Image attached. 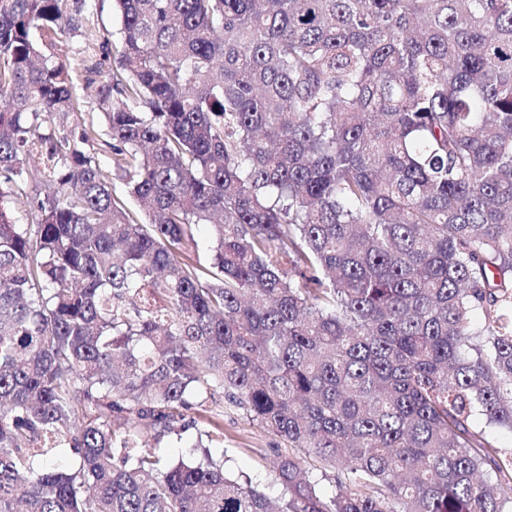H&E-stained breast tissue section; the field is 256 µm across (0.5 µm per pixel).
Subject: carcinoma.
<instances>
[{
	"instance_id": "carcinoma-1",
	"label": "carcinoma",
	"mask_w": 512,
	"mask_h": 512,
	"mask_svg": "<svg viewBox=\"0 0 512 512\" xmlns=\"http://www.w3.org/2000/svg\"><path fill=\"white\" fill-rule=\"evenodd\" d=\"M91 2L0 0V512H512V0H115L102 128ZM89 14L82 21L80 32L67 35L72 48L69 55L75 69L79 87L84 86L85 65H90L101 54L104 41L112 51V65L116 67L121 38V14L112 7V0H96ZM201 404L197 409L218 421L221 433H224L219 442L208 443L205 439V444L211 447L207 448L211 454L220 457L222 450L227 448L232 459L226 464L228 472L236 475L246 473L259 490L270 498L278 497L280 489L273 480L268 449L276 442L273 437L249 421L243 410L229 406L222 393L206 397ZM193 437H195L194 430L190 429L182 434L181 441L172 435L166 437L159 446L164 449L165 454L172 460H178L181 457L201 459L203 458L204 448H189L193 443Z\"/></svg>"
}]
</instances>
